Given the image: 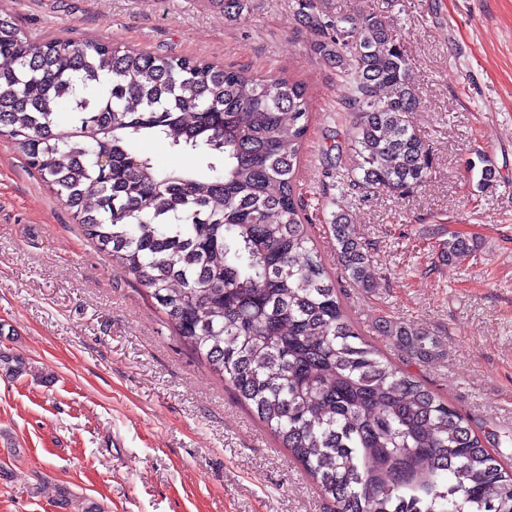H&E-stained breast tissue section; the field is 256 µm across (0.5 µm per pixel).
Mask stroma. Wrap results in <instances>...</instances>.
I'll list each match as a JSON object with an SVG mask.
<instances>
[{
	"instance_id": "stroma-1",
	"label": "stroma",
	"mask_w": 512,
	"mask_h": 512,
	"mask_svg": "<svg viewBox=\"0 0 512 512\" xmlns=\"http://www.w3.org/2000/svg\"><path fill=\"white\" fill-rule=\"evenodd\" d=\"M332 16L399 30L432 147L413 194L345 195L337 171L352 117L336 67L311 50L293 0H0L33 40H106L289 76L312 121L297 191L349 314L394 363L380 330L415 324L440 343L413 365L476 432L512 431V0H324ZM345 212L377 286L336 264L328 221ZM479 249L454 262L450 233ZM30 374L0 376V512H329L287 449L165 323L146 288L112 266L8 138L0 137V347ZM74 495L56 504L59 487Z\"/></svg>"
}]
</instances>
